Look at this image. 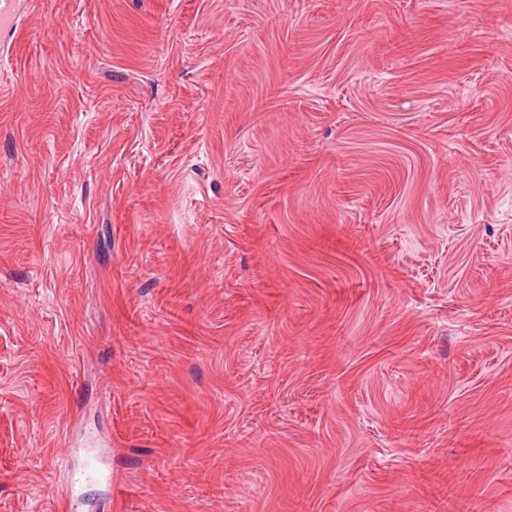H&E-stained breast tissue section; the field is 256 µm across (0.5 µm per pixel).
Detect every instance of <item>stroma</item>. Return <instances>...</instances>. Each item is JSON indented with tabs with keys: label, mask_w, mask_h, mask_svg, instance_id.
Returning <instances> with one entry per match:
<instances>
[{
	"label": "stroma",
	"mask_w": 512,
	"mask_h": 512,
	"mask_svg": "<svg viewBox=\"0 0 512 512\" xmlns=\"http://www.w3.org/2000/svg\"><path fill=\"white\" fill-rule=\"evenodd\" d=\"M67 484L72 512H512V0H28L0 512Z\"/></svg>",
	"instance_id": "obj_1"
}]
</instances>
